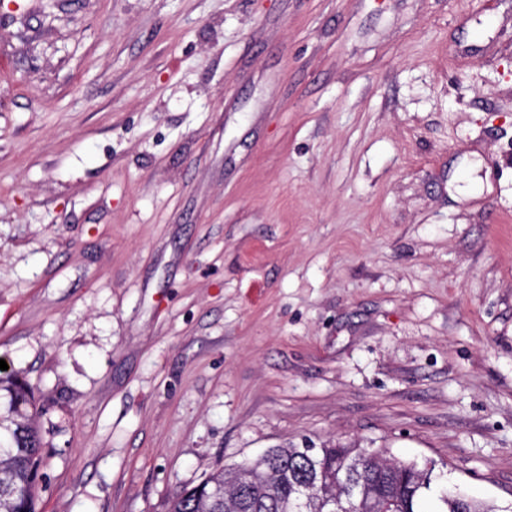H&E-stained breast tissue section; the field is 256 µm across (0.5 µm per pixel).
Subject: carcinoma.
<instances>
[{
	"instance_id": "carcinoma-1",
	"label": "carcinoma",
	"mask_w": 512,
	"mask_h": 512,
	"mask_svg": "<svg viewBox=\"0 0 512 512\" xmlns=\"http://www.w3.org/2000/svg\"><path fill=\"white\" fill-rule=\"evenodd\" d=\"M0 512H36L43 479V437L34 426L33 390L14 371L0 370ZM432 471L413 462L364 453L354 444H332L307 453L270 448L256 459L220 467L172 498L170 512H284L303 491V512H421ZM444 512H505L453 489L441 496Z\"/></svg>"
}]
</instances>
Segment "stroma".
I'll list each match as a JSON object with an SVG mask.
<instances>
[{
	"mask_svg": "<svg viewBox=\"0 0 512 512\" xmlns=\"http://www.w3.org/2000/svg\"><path fill=\"white\" fill-rule=\"evenodd\" d=\"M0 9V359L38 512L331 442L512 507V0Z\"/></svg>",
	"mask_w": 512,
	"mask_h": 512,
	"instance_id": "stroma-1",
	"label": "stroma"
}]
</instances>
